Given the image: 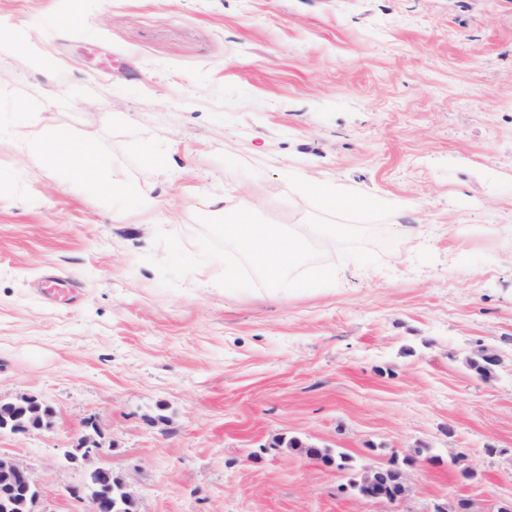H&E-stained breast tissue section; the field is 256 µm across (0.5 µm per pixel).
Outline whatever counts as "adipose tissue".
<instances>
[{
    "label": "adipose tissue",
    "mask_w": 512,
    "mask_h": 512,
    "mask_svg": "<svg viewBox=\"0 0 512 512\" xmlns=\"http://www.w3.org/2000/svg\"><path fill=\"white\" fill-rule=\"evenodd\" d=\"M16 132L24 141L30 142L37 162L44 170L55 172L64 169L73 178L89 183L100 193H119L116 181L103 177L110 166L108 157L77 141L66 129L45 125L34 132L30 129L29 121L24 120L18 124Z\"/></svg>",
    "instance_id": "1"
}]
</instances>
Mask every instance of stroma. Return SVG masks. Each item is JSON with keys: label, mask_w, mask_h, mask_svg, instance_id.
Masks as SVG:
<instances>
[{"label": "stroma", "mask_w": 512, "mask_h": 512, "mask_svg": "<svg viewBox=\"0 0 512 512\" xmlns=\"http://www.w3.org/2000/svg\"><path fill=\"white\" fill-rule=\"evenodd\" d=\"M1 29L35 41L0 40V400L54 417L0 455L38 512H89L63 454L91 419L138 512L512 503V0H0ZM26 111L107 154L124 194L41 170ZM291 173L395 205L377 264L325 250L335 284L303 293L224 292L216 260L160 285L156 231L195 254L228 203L314 215ZM395 459L405 499L358 496Z\"/></svg>", "instance_id": "stroma-1"}]
</instances>
